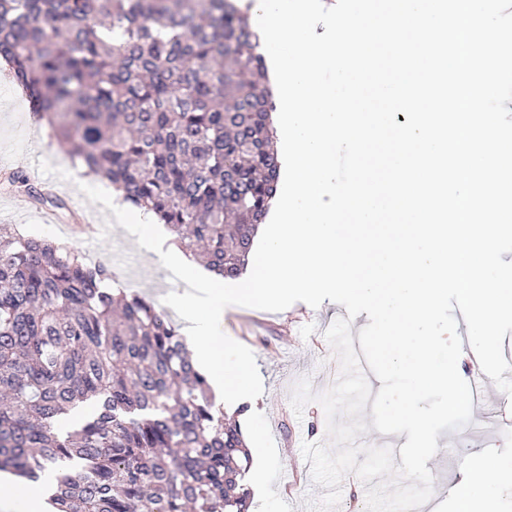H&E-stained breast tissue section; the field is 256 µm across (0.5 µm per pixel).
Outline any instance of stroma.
<instances>
[{"mask_svg":"<svg viewBox=\"0 0 512 512\" xmlns=\"http://www.w3.org/2000/svg\"><path fill=\"white\" fill-rule=\"evenodd\" d=\"M68 159L51 128L31 112L22 90L0 76V170L24 172L29 166H39L41 188L62 191L75 212L74 217L59 216L49 224L34 205H20L19 194L0 190V224H13L61 242L83 240L84 227L92 226L100 244L85 248L89 261L108 263L115 252L131 253L129 268L139 283V293L157 303L168 292L187 291V284L173 280L171 272L140 248L135 236L117 225L110 213L92 211L91 197L99 179L81 168L61 173L59 165ZM346 314L344 306L329 301L316 309L298 302L280 312L242 306L224 311L223 332L254 353L264 385L263 394L250 404L241 421L249 447L261 451L252 458L245 476L246 485L262 487L251 495L250 512H305L306 501L319 499L325 492L313 482L301 452L303 442L327 441L324 412L319 404L311 403L302 416H295L290 399L294 386L304 378L314 392L330 387L337 361L325 332ZM510 414L512 400L493 386L474 405L472 424L440 433L439 450L426 463L434 475V491L441 496L436 512H453L456 487L477 454L484 452L492 460L512 464V429L500 426Z\"/></svg>","mask_w":512,"mask_h":512,"instance_id":"obj_1","label":"stroma"}]
</instances>
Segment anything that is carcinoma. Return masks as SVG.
Here are the masks:
<instances>
[{
	"label": "carcinoma",
	"instance_id": "cac0c4a2",
	"mask_svg": "<svg viewBox=\"0 0 512 512\" xmlns=\"http://www.w3.org/2000/svg\"><path fill=\"white\" fill-rule=\"evenodd\" d=\"M258 44L233 0H0V59L57 144L224 278L279 179ZM4 185L66 207L21 172ZM112 282L0 225V471L52 470L58 512H248L240 426L165 311Z\"/></svg>",
	"mask_w": 512,
	"mask_h": 512
}]
</instances>
